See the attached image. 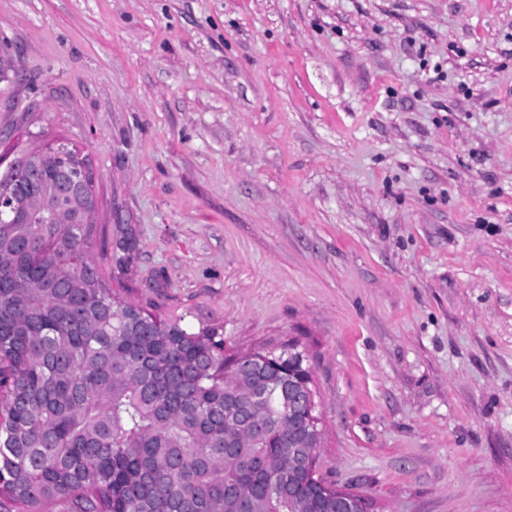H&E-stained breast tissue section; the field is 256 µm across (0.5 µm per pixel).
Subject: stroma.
Here are the masks:
<instances>
[{
  "mask_svg": "<svg viewBox=\"0 0 512 512\" xmlns=\"http://www.w3.org/2000/svg\"><path fill=\"white\" fill-rule=\"evenodd\" d=\"M0 63L123 298L298 339L327 482L512 512V0H0Z\"/></svg>",
  "mask_w": 512,
  "mask_h": 512,
  "instance_id": "35a3bbf8",
  "label": "stroma"
}]
</instances>
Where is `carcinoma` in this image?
I'll use <instances>...</instances> for the list:
<instances>
[{
  "label": "carcinoma",
  "instance_id": "1",
  "mask_svg": "<svg viewBox=\"0 0 512 512\" xmlns=\"http://www.w3.org/2000/svg\"><path fill=\"white\" fill-rule=\"evenodd\" d=\"M84 164L47 143L0 181L25 194ZM55 209L0 223V512H334L306 465L320 439L288 412V384L313 390L298 344L228 354L219 330L125 300L78 201ZM244 406L263 434L235 425Z\"/></svg>",
  "mask_w": 512,
  "mask_h": 512
}]
</instances>
